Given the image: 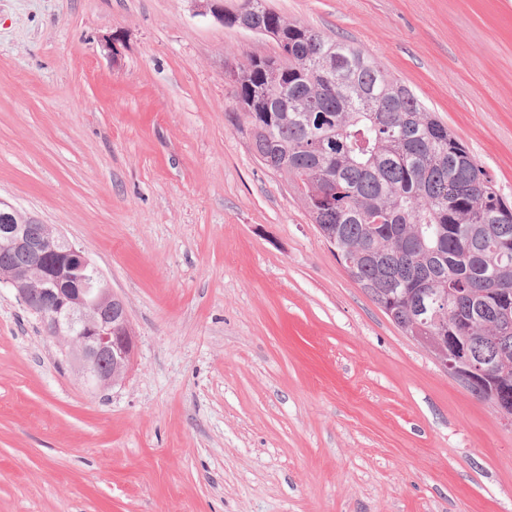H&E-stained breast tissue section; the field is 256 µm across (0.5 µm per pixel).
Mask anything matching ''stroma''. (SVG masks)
Masks as SVG:
<instances>
[{"label": "stroma", "mask_w": 512, "mask_h": 512, "mask_svg": "<svg viewBox=\"0 0 512 512\" xmlns=\"http://www.w3.org/2000/svg\"><path fill=\"white\" fill-rule=\"evenodd\" d=\"M270 2L404 80L512 205V0ZM277 51L192 0H0V198L135 335L89 391L0 284V512H512V429L234 127L227 67Z\"/></svg>", "instance_id": "obj_1"}]
</instances>
